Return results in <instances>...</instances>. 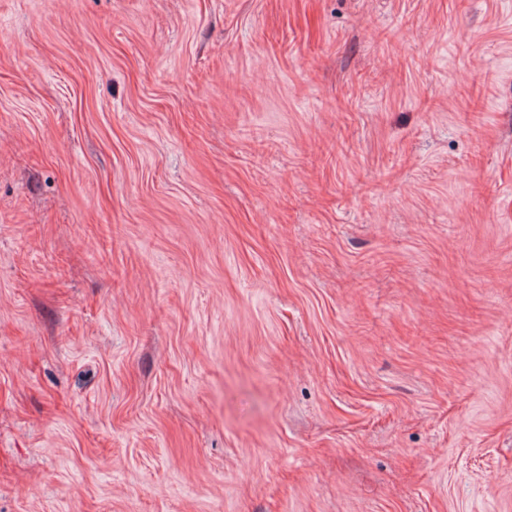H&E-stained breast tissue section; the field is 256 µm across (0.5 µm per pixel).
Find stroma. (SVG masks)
<instances>
[{
    "instance_id": "35a3bbf8",
    "label": "stroma",
    "mask_w": 512,
    "mask_h": 512,
    "mask_svg": "<svg viewBox=\"0 0 512 512\" xmlns=\"http://www.w3.org/2000/svg\"><path fill=\"white\" fill-rule=\"evenodd\" d=\"M0 512H512V0H0Z\"/></svg>"
}]
</instances>
